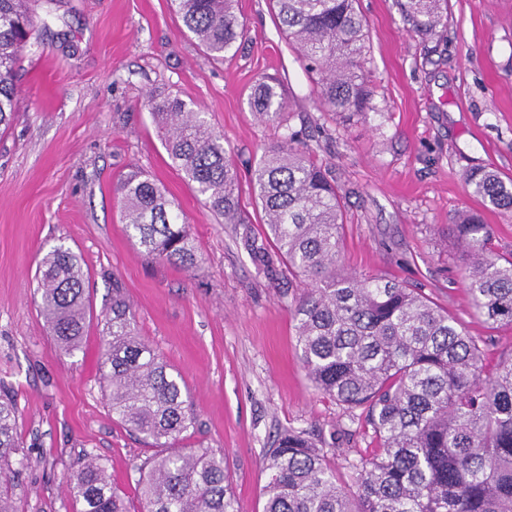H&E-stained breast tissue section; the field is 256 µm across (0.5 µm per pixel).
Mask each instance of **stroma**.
Instances as JSON below:
<instances>
[{
	"label": "stroma",
	"mask_w": 512,
	"mask_h": 512,
	"mask_svg": "<svg viewBox=\"0 0 512 512\" xmlns=\"http://www.w3.org/2000/svg\"><path fill=\"white\" fill-rule=\"evenodd\" d=\"M49 14L39 45L15 66L12 125L0 134V390L17 408L24 456L17 512H72L67 480L84 454L103 459L128 512H140L138 467L153 448L113 421L100 382L104 313L121 285L133 326L186 384L195 425L180 442L224 455L239 512H263L264 457L277 436L305 429L371 453L299 358L295 305L306 283L282 262L256 263L173 167L148 95L199 109L237 166L241 207L263 236L251 168L283 130L331 171L344 206L339 267L422 288L476 336L462 256L448 226L466 211L492 224L512 253V212L484 208L465 184L474 167L512 178V0H448V23L415 34L398 0H359L370 33L373 111L343 122L316 107L317 78L282 35L267 0H238L246 36L215 60L170 0H34ZM279 78L281 125L259 121L248 97ZM158 180L192 234L191 271L140 253L122 221L120 182ZM82 259L92 315L68 354L49 335L36 270L54 245Z\"/></svg>",
	"instance_id": "1"
}]
</instances>
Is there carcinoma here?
<instances>
[{
    "mask_svg": "<svg viewBox=\"0 0 512 512\" xmlns=\"http://www.w3.org/2000/svg\"><path fill=\"white\" fill-rule=\"evenodd\" d=\"M187 31L217 59L245 36L236 0H170ZM31 0H0V130L14 119L15 64L43 21ZM282 33L309 72L318 76L322 107L346 119L373 110L364 67L369 49L358 0H269ZM412 30L431 36L448 22V0H403ZM249 104L264 122L280 124V80L266 76ZM167 132L174 168L226 224L243 226L255 260L271 256L240 217L238 174L223 138L205 118L175 97L149 100ZM263 224L288 272L307 280L297 301L302 368L318 391L363 421L378 448L345 459L349 483H340L327 459L336 449L289 429L265 456L270 472L264 512H512V351L491 356L490 336H472L420 288L382 277L339 275L343 230L341 197L328 169L284 132L269 146L254 174ZM473 196L512 212V179L475 168L465 176ZM130 237L147 256L197 267L187 225L156 181L141 171L118 187ZM467 270L474 312L490 328L512 326V255L494 247L489 224L476 213L448 225ZM39 307L61 350L82 345L90 318L79 257L60 244L39 262ZM101 352V378L112 417L158 449L139 465L143 512H238L224 456L175 445L195 423L180 375L136 335L120 286ZM23 448L16 409L0 396V512H15L13 458ZM74 512H127L105 466L86 458L68 479Z\"/></svg>",
    "mask_w": 512,
    "mask_h": 512,
    "instance_id": "carcinoma-1",
    "label": "carcinoma"
}]
</instances>
